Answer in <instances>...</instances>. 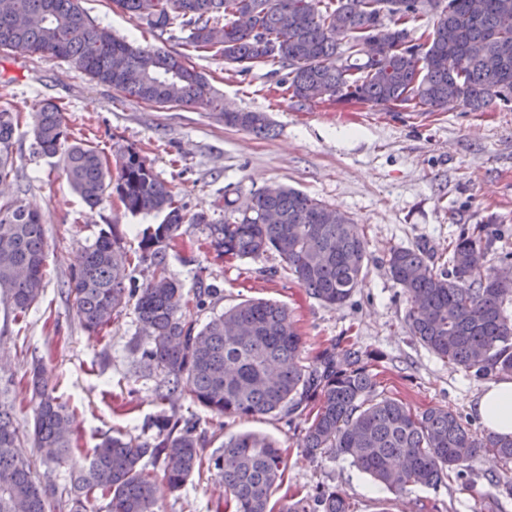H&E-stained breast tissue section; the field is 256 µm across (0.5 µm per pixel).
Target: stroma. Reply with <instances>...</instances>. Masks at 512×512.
Returning a JSON list of instances; mask_svg holds the SVG:
<instances>
[{
	"label": "stroma",
	"instance_id": "35a3bbf8",
	"mask_svg": "<svg viewBox=\"0 0 512 512\" xmlns=\"http://www.w3.org/2000/svg\"><path fill=\"white\" fill-rule=\"evenodd\" d=\"M95 22L134 45L184 51L182 40L148 32L136 16L113 9L110 0H80ZM230 111L268 113L275 136L262 137L224 125L209 107L151 106L89 79L59 59L0 53V108L20 117L14 147L17 177L1 189L35 206L46 232L44 291L24 319L0 314V400L20 427L33 421L37 400L31 384L34 361H43L50 382L76 415L78 445L93 448L105 434L150 438V422L160 409L155 389L159 370H145L144 340L133 306L123 307L105 332L82 328L64 290L82 250L100 232L116 230L125 250L138 252L137 232L161 223L158 215H133L117 198L87 207L71 189L59 159L35 153L34 114L46 100L57 103L75 138L96 146L108 160L135 148L172 189L186 220L181 243L169 249L167 270L194 297L208 287L218 293L195 312L199 323L243 300L262 298L288 306L313 358L339 338L375 357L380 395L403 399L412 408L444 406L482 424L473 410L488 380L470 376L437 359L417 343L406 326L408 303L384 264L388 250L424 240L436 253L461 229L492 225L489 259L512 253V104L495 103L474 112L452 102L436 112L323 103L293 107L276 91L275 74L258 66L243 72L211 52L191 58ZM277 184L293 186L335 206L358 224L368 242L366 275L351 299L328 307L312 298L292 275L270 278L276 256L259 260L217 257L206 244L199 212L221 220L224 196ZM194 415L199 432L215 452L225 435L266 434L287 449V467L273 503L316 486L337 488L354 512H512V470L487 455L478 460L467 484L415 487L398 496L379 486L347 459L331 453L305 456L299 444L303 417L263 416L223 420L194 404L177 402ZM224 502L218 471L193 475L183 489L159 500L160 512H216Z\"/></svg>",
	"mask_w": 512,
	"mask_h": 512
}]
</instances>
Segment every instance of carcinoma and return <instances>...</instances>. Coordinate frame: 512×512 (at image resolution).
I'll return each instance as SVG.
<instances>
[{
	"instance_id": "carcinoma-1",
	"label": "carcinoma",
	"mask_w": 512,
	"mask_h": 512,
	"mask_svg": "<svg viewBox=\"0 0 512 512\" xmlns=\"http://www.w3.org/2000/svg\"><path fill=\"white\" fill-rule=\"evenodd\" d=\"M152 31L189 30L186 44L211 50L247 71L276 64L278 87L305 106L317 89L336 104L370 107L392 102L427 112L458 101L477 112L499 101L512 103V30H499L512 0H486L473 15L468 0H110ZM253 15L257 32L236 24ZM432 18L416 37L408 24ZM375 51L358 58L360 42ZM0 51L46 54L90 78L162 107L202 103L219 112L224 125L265 136L272 122L264 112H226L209 83L187 64V56L134 46L96 24L79 0H0ZM13 113L0 108V185L16 177ZM36 153L62 155L72 189L90 207L117 195L125 211L166 213L163 223L142 231L132 256L111 230L83 249L82 262L67 282V295L81 326L100 332L123 304L133 302L139 333L147 339L145 367L163 373L151 422L152 440L104 436L74 461V412L55 395L42 361L32 369L37 398L29 433L34 446L53 451L51 461L68 470V512H88L106 501V512H158L160 488L174 495L202 469L206 437L196 421L178 414L182 393L224 418L291 417L302 411L309 426L302 451H332L401 496L413 486L436 488L466 480L483 454L512 467V437L480 434L442 406L417 412L398 398L374 395L376 381L365 355L338 340L304 362V336L288 307L250 299L197 325L181 284L167 271V249L180 237L185 215L171 188L134 149L124 150L110 169L94 146L69 143L59 106L44 102L34 116ZM273 208L280 223L267 224ZM334 207L280 185L231 198L224 195V220L199 213L209 247L227 259L279 258L269 277L291 273L300 287L330 307L347 303L365 276L367 241L348 216L329 219ZM494 239L488 224L464 229L448 242L440 261L425 242L396 246L384 264L406 297L410 335L442 362L478 378L512 376V280L500 276L508 257L487 260ZM40 213L0 193V306L17 319L40 299L45 263ZM145 264L141 284L129 269ZM21 433L11 409L0 403V512H57L60 503L35 480L31 463L14 452ZM160 463L156 481L142 461ZM224 483L229 512H274L273 493L287 465L285 451L270 437L242 432L224 438L211 458ZM279 512H352L350 501L330 487L285 500Z\"/></svg>"
}]
</instances>
